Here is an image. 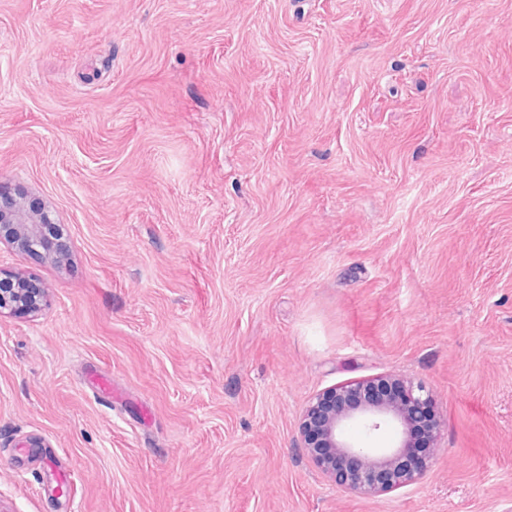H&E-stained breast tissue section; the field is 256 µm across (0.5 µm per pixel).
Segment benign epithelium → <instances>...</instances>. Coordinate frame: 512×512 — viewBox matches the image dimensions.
Segmentation results:
<instances>
[{"label": "benign epithelium", "instance_id": "7a95c632", "mask_svg": "<svg viewBox=\"0 0 512 512\" xmlns=\"http://www.w3.org/2000/svg\"><path fill=\"white\" fill-rule=\"evenodd\" d=\"M0 244L29 256L58 262L69 251L55 217L42 199L0 184ZM44 289L29 287L18 274L0 272V315L36 313L44 305ZM432 402L419 382L387 374L342 383L316 393L301 420L303 447L336 487L364 496L395 490L418 480L435 454L439 427L429 436L428 453L413 458L415 429L427 423L424 405ZM358 427L368 436L391 428L396 437L379 448L350 434Z\"/></svg>", "mask_w": 512, "mask_h": 512}]
</instances>
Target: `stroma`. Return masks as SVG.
<instances>
[{
  "instance_id": "1",
  "label": "stroma",
  "mask_w": 512,
  "mask_h": 512,
  "mask_svg": "<svg viewBox=\"0 0 512 512\" xmlns=\"http://www.w3.org/2000/svg\"><path fill=\"white\" fill-rule=\"evenodd\" d=\"M0 185L69 246L0 245V512H512V0H0ZM385 374L434 459L343 492L299 417ZM29 284L21 275L2 273L0 270V315L16 311H40L45 301L44 289L29 288Z\"/></svg>"
}]
</instances>
